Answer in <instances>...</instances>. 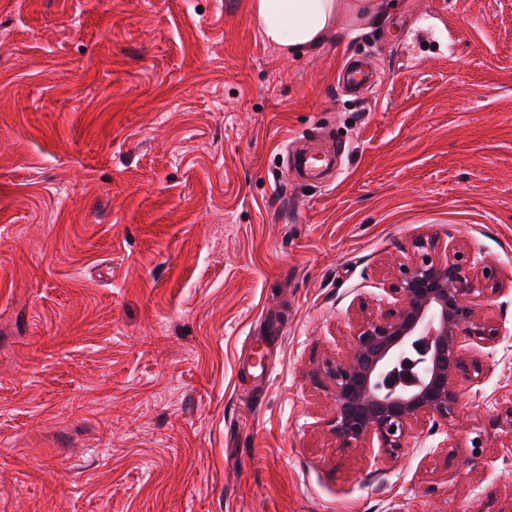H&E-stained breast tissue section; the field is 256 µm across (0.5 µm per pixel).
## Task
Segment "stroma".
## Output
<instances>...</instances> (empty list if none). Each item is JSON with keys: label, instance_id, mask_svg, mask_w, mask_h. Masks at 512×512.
<instances>
[{"label": "stroma", "instance_id": "35a3bbf8", "mask_svg": "<svg viewBox=\"0 0 512 512\" xmlns=\"http://www.w3.org/2000/svg\"><path fill=\"white\" fill-rule=\"evenodd\" d=\"M382 2L288 59L251 0H0V512L512 502V294L459 423L395 465L329 432L316 370L416 236L512 270V0ZM296 140L344 144L334 181ZM368 78V73L351 61L341 73L340 83L348 91L360 92L367 84ZM498 413L491 419L490 427L498 430L502 448L512 449V396L508 402H504Z\"/></svg>", "mask_w": 512, "mask_h": 512}]
</instances>
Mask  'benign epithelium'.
Returning <instances> with one entry per match:
<instances>
[{"instance_id":"1","label":"benign epithelium","mask_w":512,"mask_h":512,"mask_svg":"<svg viewBox=\"0 0 512 512\" xmlns=\"http://www.w3.org/2000/svg\"><path fill=\"white\" fill-rule=\"evenodd\" d=\"M512 276L474 257L462 244L420 235L409 257L387 272L393 299L372 311L360 303L349 352L319 368L333 402L336 447L377 448L397 461L409 437L456 419L466 346L493 347L505 334L483 310ZM502 447H512V398L491 419Z\"/></svg>"}]
</instances>
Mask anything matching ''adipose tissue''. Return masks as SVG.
I'll list each match as a JSON object with an SVG mask.
<instances>
[{"instance_id":"adipose-tissue-1","label":"adipose tissue","mask_w":512,"mask_h":512,"mask_svg":"<svg viewBox=\"0 0 512 512\" xmlns=\"http://www.w3.org/2000/svg\"><path fill=\"white\" fill-rule=\"evenodd\" d=\"M263 39L282 55L297 57L320 45L345 18L376 14L380 0H252Z\"/></svg>"}]
</instances>
